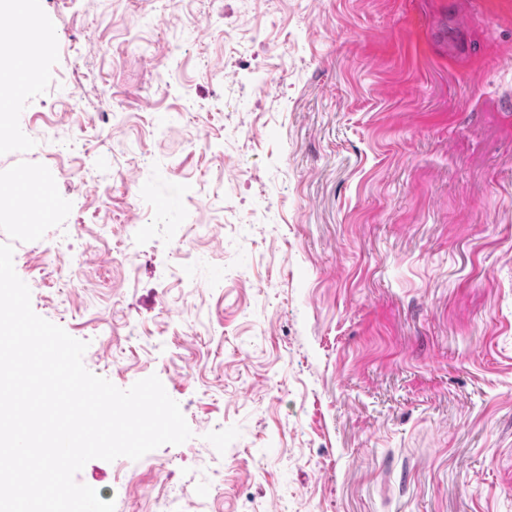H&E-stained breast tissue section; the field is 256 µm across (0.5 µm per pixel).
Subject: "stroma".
I'll list each match as a JSON object with an SVG mask.
<instances>
[{
  "mask_svg": "<svg viewBox=\"0 0 512 512\" xmlns=\"http://www.w3.org/2000/svg\"><path fill=\"white\" fill-rule=\"evenodd\" d=\"M31 11L0 171L73 208L15 270L193 433L77 481L115 512H512V0Z\"/></svg>",
  "mask_w": 512,
  "mask_h": 512,
  "instance_id": "obj_1",
  "label": "stroma"
}]
</instances>
